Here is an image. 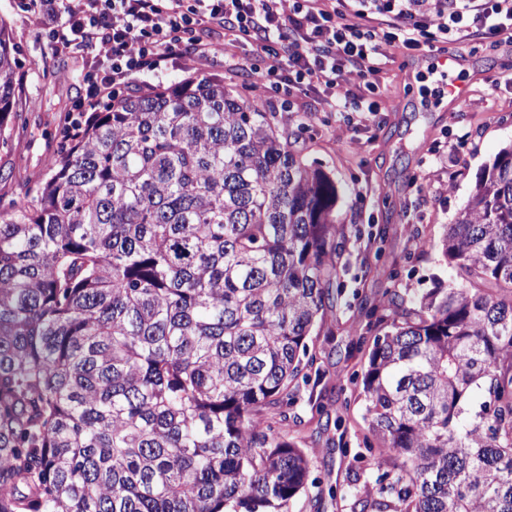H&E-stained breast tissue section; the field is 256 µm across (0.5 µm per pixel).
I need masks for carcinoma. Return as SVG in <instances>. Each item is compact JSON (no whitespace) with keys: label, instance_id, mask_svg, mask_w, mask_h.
<instances>
[{"label":"carcinoma","instance_id":"obj_1","mask_svg":"<svg viewBox=\"0 0 512 512\" xmlns=\"http://www.w3.org/2000/svg\"><path fill=\"white\" fill-rule=\"evenodd\" d=\"M20 68L0 20L3 149ZM78 122L0 196V512H292L310 459L268 412L287 418L341 297L335 182L222 79ZM441 254L458 284L366 312L381 474L351 512H512V147Z\"/></svg>","mask_w":512,"mask_h":512}]
</instances>
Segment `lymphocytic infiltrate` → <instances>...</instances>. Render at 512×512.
<instances>
[{
    "mask_svg": "<svg viewBox=\"0 0 512 512\" xmlns=\"http://www.w3.org/2000/svg\"><path fill=\"white\" fill-rule=\"evenodd\" d=\"M49 41L93 56L78 111L89 112L137 76L166 71L177 56L205 59L211 23L244 38L259 86L284 93L323 87L337 112H360L381 45L409 50L512 32V0H17ZM357 80H350V73Z\"/></svg>",
    "mask_w": 512,
    "mask_h": 512,
    "instance_id": "lymphocytic-infiltrate-1",
    "label": "lymphocytic infiltrate"
}]
</instances>
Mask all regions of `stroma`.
Masks as SVG:
<instances>
[{"label":"stroma","instance_id":"stroma-1","mask_svg":"<svg viewBox=\"0 0 512 512\" xmlns=\"http://www.w3.org/2000/svg\"><path fill=\"white\" fill-rule=\"evenodd\" d=\"M0 19L22 62V97L32 104L25 132L12 134L9 149L0 150V171L9 175L0 195L17 200L42 173L59 128L80 101L90 59L52 49L38 20L15 0H0ZM212 38L219 47L214 57L171 60L164 84L217 76L244 100L283 113L294 150L321 165L339 191L336 220L348 227L338 266L342 296L308 340L315 364L288 410L299 419L288 431L307 452L314 479L293 512H350L354 493L371 477L350 456L365 435L364 402L353 384L364 357L350 328L365 326L366 310L382 303L385 290L419 297L435 284L454 283L436 243L484 167L512 144V40L447 44L466 58L455 75L467 83L468 97L437 110L431 107L442 80L436 51L381 45L378 88L370 96L377 111L346 114L331 111L322 91L294 95L297 111L284 112V94L257 89L247 71L225 68V54L244 56L247 46L218 24Z\"/></svg>","mask_w":512,"mask_h":512}]
</instances>
